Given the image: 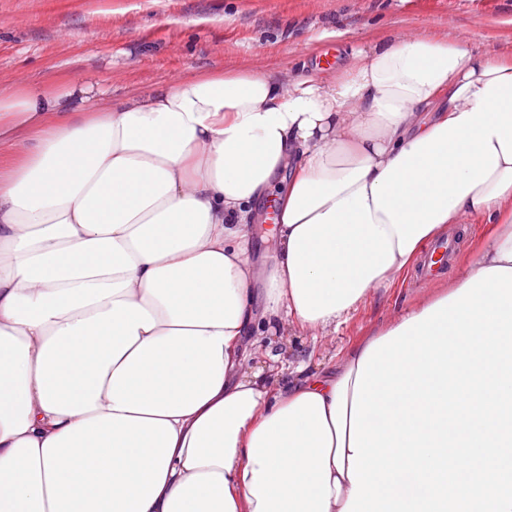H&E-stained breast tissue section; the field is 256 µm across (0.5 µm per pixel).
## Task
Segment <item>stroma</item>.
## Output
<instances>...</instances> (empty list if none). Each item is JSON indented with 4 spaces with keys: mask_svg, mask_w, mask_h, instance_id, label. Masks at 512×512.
I'll list each match as a JSON object with an SVG mask.
<instances>
[{
    "mask_svg": "<svg viewBox=\"0 0 512 512\" xmlns=\"http://www.w3.org/2000/svg\"><path fill=\"white\" fill-rule=\"evenodd\" d=\"M454 29L482 52L512 51V0H0V74L106 82L113 98L173 77L259 64L281 73L344 60L391 32ZM457 274L374 294L335 336L302 337L310 372Z\"/></svg>",
    "mask_w": 512,
    "mask_h": 512,
    "instance_id": "1",
    "label": "stroma"
}]
</instances>
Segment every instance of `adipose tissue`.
Returning a JSON list of instances; mask_svg holds the SVG:
<instances>
[{
  "instance_id": "obj_1",
  "label": "adipose tissue",
  "mask_w": 512,
  "mask_h": 512,
  "mask_svg": "<svg viewBox=\"0 0 512 512\" xmlns=\"http://www.w3.org/2000/svg\"><path fill=\"white\" fill-rule=\"evenodd\" d=\"M475 219L456 278L388 330L512 267V55L449 32L118 101L0 78V512H342L381 334L331 374L293 339L335 335Z\"/></svg>"
}]
</instances>
